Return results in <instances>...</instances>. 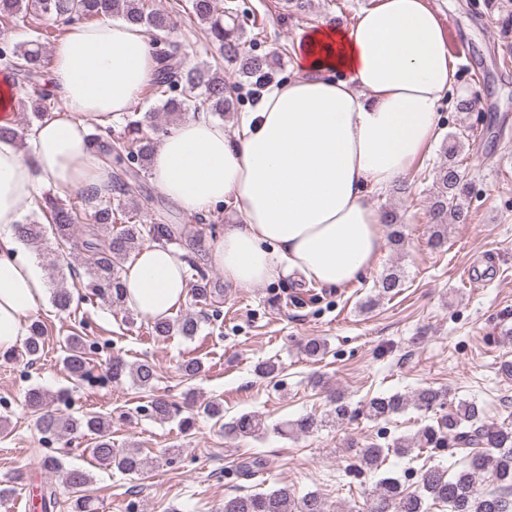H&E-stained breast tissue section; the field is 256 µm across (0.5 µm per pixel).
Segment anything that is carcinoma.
Listing matches in <instances>:
<instances>
[{
  "label": "carcinoma",
  "mask_w": 512,
  "mask_h": 512,
  "mask_svg": "<svg viewBox=\"0 0 512 512\" xmlns=\"http://www.w3.org/2000/svg\"><path fill=\"white\" fill-rule=\"evenodd\" d=\"M191 12L207 25V38L224 61L238 67L240 75L260 84L270 75L271 62L266 55L250 54L242 40V26L236 23L233 12L217 7V0H190ZM39 7L43 13L66 21L78 23L99 20L103 17H119L142 26L152 41L158 45V68L152 80V90L162 97V111L172 116L185 112H212L220 117L234 110L240 99V86L224 79L221 65L206 63L186 69L176 47L169 43L172 26L170 12L145 10L143 0H0V20L13 19L27 12L28 6ZM231 23H224V18ZM47 34L35 30V36L23 42L0 43V61L10 67L20 80L30 87L27 108L32 121L26 124L31 131L33 122L50 116L55 109V99L40 87L42 67V40ZM156 113L135 109L124 116V137L115 143L101 141V136L91 137L92 143L108 161L115 164L112 175L113 192L98 196L80 192L79 202L65 203L53 196L35 199L38 210L51 226L59 245L68 244L77 225L84 226L85 239L81 243L80 260L85 267L87 282L80 283L78 300L100 301L110 306L124 305V286L121 280L122 265L131 254L141 249L145 242L167 245L175 240V233L166 224H143L139 220L141 172L150 164L154 155V142L147 130L155 129ZM464 133H451L444 140V160L433 168V198L430 205V242L437 249L448 242V221L464 224L469 217L466 198L471 187L459 169V149ZM382 223L390 228L392 244L400 246L403 232L396 212L386 210L381 214ZM16 235L29 247L40 249L44 230L40 224H18ZM189 267L196 271L193 295L197 302L206 304L214 299L217 289L196 262L188 257ZM404 280L397 269H390L378 281L379 294L395 295L400 292ZM53 303L62 312H69L73 304V291L60 286L53 291ZM151 332L158 338H166L176 332L184 337L197 335L200 325L190 313L176 318L165 317L150 324ZM45 330L40 321L29 325V335L23 347L6 355V359L24 358L32 361L43 347ZM94 346L86 345L84 337H68L63 365L70 377L78 382L91 379L88 354ZM112 381L125 378L141 390L151 391L157 379L155 366L148 360L129 363L119 358L112 360L109 370ZM448 393L431 387H423L413 395L390 394L376 396L367 403V415L374 421L386 420L412 407L428 416L412 438H398L388 447L372 444L357 453L360 467L378 469L389 453L405 456L415 448L453 447L460 456L463 469L452 473L450 468L432 466L423 470L419 488L407 491L400 481L386 475L380 478L372 490L369 512H428L426 501L443 503L451 512H512V429L485 421L482 408L474 402L461 401L455 411L438 415L436 410L446 404ZM28 408L37 415L38 429L43 437L60 441L76 432L94 435V445L88 452L95 462L105 464L124 474L143 471L149 461L140 448L112 447L111 423L97 413H87L80 418L63 417L49 410L53 397L45 390L32 388L26 396ZM332 410L327 417L309 415L290 424L295 435L313 434L326 423L339 424L352 417V411L341 393L331 396ZM151 414L160 421L180 414L177 405L166 398L155 397L150 405ZM203 415L220 425L224 433L233 438L255 437L268 429L265 419L257 413H243L224 421V402L208 400L197 406L196 414L180 419L183 432L189 433L195 426V415ZM41 471L54 477L55 482L71 493V512H94L90 486V471L72 468L65 464L63 456L48 453L39 461ZM484 480L491 489L478 488V480ZM57 487H44L39 494L41 512H54L57 508ZM220 512H327L324 499L309 493L298 499L288 487L266 492H250L224 498Z\"/></svg>",
  "instance_id": "1"
}]
</instances>
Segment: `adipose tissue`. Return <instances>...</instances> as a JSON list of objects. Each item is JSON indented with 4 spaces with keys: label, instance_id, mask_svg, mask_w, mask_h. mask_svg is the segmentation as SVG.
Returning a JSON list of instances; mask_svg holds the SVG:
<instances>
[{
    "label": "adipose tissue",
    "instance_id": "1",
    "mask_svg": "<svg viewBox=\"0 0 512 512\" xmlns=\"http://www.w3.org/2000/svg\"><path fill=\"white\" fill-rule=\"evenodd\" d=\"M295 67L234 138L200 113L153 158V183L182 211L229 202L241 213L209 251L236 287L293 274L339 288L361 277L384 244L369 194L424 158L456 74L428 0H377L352 25L302 30ZM47 69L63 111L34 128L27 148L0 140V355L23 342L46 296L15 234L24 206L44 186L110 194L112 168L87 136L128 112L157 61L143 27L103 19L66 26ZM122 281L126 306L151 321L172 314L190 289L180 253L157 245L126 262Z\"/></svg>",
    "mask_w": 512,
    "mask_h": 512
}]
</instances>
